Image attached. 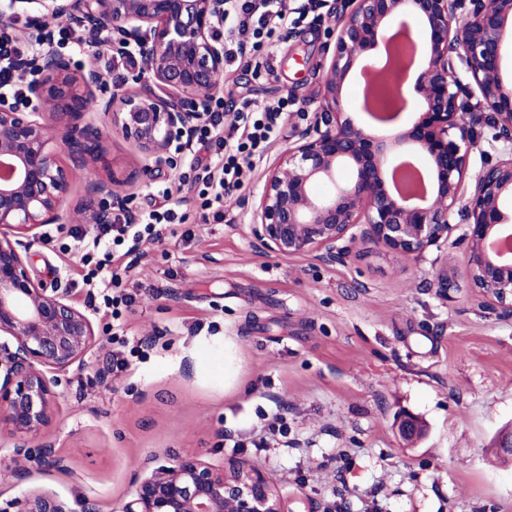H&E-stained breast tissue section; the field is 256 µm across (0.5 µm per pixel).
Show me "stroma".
I'll return each mask as SVG.
<instances>
[{
    "instance_id": "stroma-1",
    "label": "stroma",
    "mask_w": 512,
    "mask_h": 512,
    "mask_svg": "<svg viewBox=\"0 0 512 512\" xmlns=\"http://www.w3.org/2000/svg\"><path fill=\"white\" fill-rule=\"evenodd\" d=\"M305 12L276 30L265 49L273 72L238 61L220 94L260 103L293 100L280 134L251 179L225 203L224 221L194 206L163 241L130 255L124 275L135 298L130 345L142 359L112 374V317L78 287L79 219L49 224L50 240L29 250L31 274L66 295L92 321L96 343L82 364L59 374L51 424L34 438L0 433V502L47 485L74 512H121L149 461L195 455L215 467H259L288 512H512V463L490 451L512 422V319L483 313L468 289L443 294L441 271L463 280L465 245L450 238L424 257L356 238L344 260L282 258L250 234L255 200L273 161L321 111L344 0H294ZM100 152L141 212L156 187L177 185L188 152L145 163L119 133ZM409 412L428 427L415 446L394 422ZM275 414L286 434L266 437ZM266 447H256L259 438ZM48 449L39 470L17 447Z\"/></svg>"
}]
</instances>
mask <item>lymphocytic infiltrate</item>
Masks as SVG:
<instances>
[{
  "label": "lymphocytic infiltrate",
  "mask_w": 512,
  "mask_h": 512,
  "mask_svg": "<svg viewBox=\"0 0 512 512\" xmlns=\"http://www.w3.org/2000/svg\"><path fill=\"white\" fill-rule=\"evenodd\" d=\"M290 12L288 0H224V15L217 21L215 32L224 38L227 61L257 56L264 37L286 26ZM41 46L37 34L26 40L0 36V100L26 105L20 66ZM288 105L285 97L263 105L245 100L230 106L223 98L212 99L201 121L185 136L184 147L192 161L188 173L180 175L179 184L188 189V196H180L169 186L160 187L140 219L120 212L113 214L111 223L97 225L93 236L76 233L82 282L96 290L112 316V338L117 343L112 353L114 372L129 366L123 347L127 342V315L134 303L124 291L121 273L110 268L116 247L145 238L161 239L168 226L183 223L182 207L189 199L201 211H212L216 221H223L224 199L243 187L261 145L278 136Z\"/></svg>",
  "instance_id": "1"
}]
</instances>
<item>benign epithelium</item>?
<instances>
[{
    "instance_id": "obj_1",
    "label": "benign epithelium",
    "mask_w": 512,
    "mask_h": 512,
    "mask_svg": "<svg viewBox=\"0 0 512 512\" xmlns=\"http://www.w3.org/2000/svg\"><path fill=\"white\" fill-rule=\"evenodd\" d=\"M348 0L324 82L322 111L314 113L294 146L268 169L251 204L250 229L266 251L288 258L314 254L333 263L349 252L360 230L373 244L414 257L463 229L465 283L482 298L480 308L512 318V239L506 214L512 202V90L502 63L504 28L512 0ZM47 19L81 17L87 42L108 34V47L135 44L149 67L136 75L140 92L119 101L104 98L94 69L78 79L71 61L46 50L39 76L27 84L30 107L0 104V337L14 345L0 360V427L35 437L52 421L55 374L83 361L96 341L92 322L62 294H49L28 268L39 229L68 218L64 211L68 172L52 140L82 167L102 161V131L81 123L95 104L109 131L131 140L157 163L176 138L203 116L224 72V40L214 34L224 0H34ZM412 19L428 34L422 64L414 74L418 117L398 124L406 108L402 93L378 102L375 124L355 120L343 90L358 59L395 26ZM474 86L457 91L458 67ZM476 103H471V97ZM484 111L497 156L476 173L468 152L478 132L468 119ZM48 111L56 124L34 118ZM422 160L428 177L423 194H403L393 185L397 161ZM342 170L353 177L336 180ZM93 201L79 208L87 224H109L112 213L131 211L114 179L91 182ZM465 224L454 223L455 215ZM409 441L422 432L417 417L395 421ZM0 512H75L49 487L0 506ZM121 512H288L284 497L257 468L224 471L196 456L160 464L139 483Z\"/></svg>"
}]
</instances>
